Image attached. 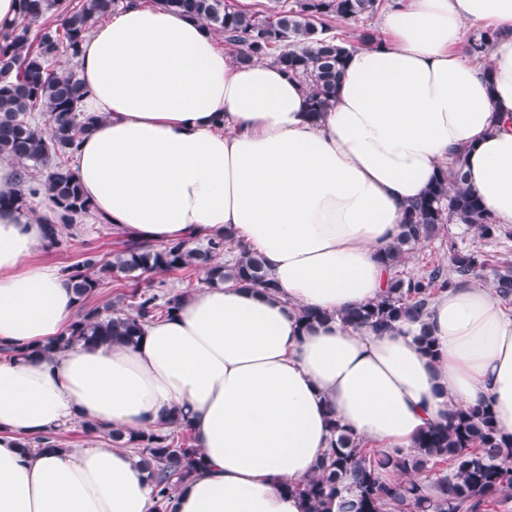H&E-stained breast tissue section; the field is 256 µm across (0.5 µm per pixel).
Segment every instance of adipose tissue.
Wrapping results in <instances>:
<instances>
[{"label":"adipose tissue","mask_w":512,"mask_h":512,"mask_svg":"<svg viewBox=\"0 0 512 512\" xmlns=\"http://www.w3.org/2000/svg\"><path fill=\"white\" fill-rule=\"evenodd\" d=\"M469 25L499 35L486 63L452 51ZM383 26L389 40L350 53L335 105L315 117L279 67L238 63L201 22L144 0L83 40L81 109L95 123L74 170L96 215L153 244L224 233L279 291L209 284L137 345L37 359L78 301L29 261L41 222L0 207V347L21 351L0 360V512H150L153 486L126 449L23 448L86 419L149 431L172 413L188 426L206 464L176 512H303L289 487L313 474L333 420L409 450L452 409L486 403L512 436V313L493 289H448L381 334L339 318L381 298L401 216L453 153L512 224V0H403Z\"/></svg>","instance_id":"1"}]
</instances>
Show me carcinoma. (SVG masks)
Wrapping results in <instances>:
<instances>
[{
    "instance_id": "1",
    "label": "carcinoma",
    "mask_w": 512,
    "mask_h": 512,
    "mask_svg": "<svg viewBox=\"0 0 512 512\" xmlns=\"http://www.w3.org/2000/svg\"><path fill=\"white\" fill-rule=\"evenodd\" d=\"M16 25L0 33V153L20 164V188L4 196L0 205L31 208V198L43 188L59 213V222L43 224L46 244H60V225L87 215L92 206L69 164L77 142L92 124L79 109L85 91L74 72L54 68L58 56H78L80 44L93 26L126 6V0H19ZM165 7L203 23L224 36L240 63L266 59L305 86L306 109L315 116L336 103L354 46L333 29L335 23L365 20L379 10L382 0H262L256 10L235 0H159ZM54 21L31 35L30 24L46 16ZM498 33L484 31L469 54L486 58ZM46 118L39 126L36 114ZM45 172L44 179L34 175ZM449 224H466L481 239L496 240L502 228L481 198L466 185L463 156L426 194L404 212L399 231L385 253L391 270L387 292L379 300L342 314L343 322L384 332L403 318H421L432 298L463 281L489 271L496 295L512 300V268L487 267L475 251L459 249L448 236L450 273L437 266L420 279L404 278L400 267L416 246L442 232ZM226 236L215 232L191 246L172 241L154 246L126 239L112 257H84L65 268L63 275L80 305L78 320L68 333L37 351L49 358L75 346H134L143 325L165 317L187 297L168 286L159 275L199 268L205 282L235 279L251 288L276 291L262 257L243 251L232 262ZM124 292L104 307L91 304L104 279ZM87 435L103 433L119 447L136 449L154 487V512H174L177 486L204 465L187 426L176 416L156 432L104 430L96 422H82ZM336 438L316 464V473L288 488L306 503L305 512H483L512 492V439L501 436L488 406L451 414L448 424L426 429L415 449L366 448L330 418ZM25 448L57 447V430L23 443Z\"/></svg>"
}]
</instances>
